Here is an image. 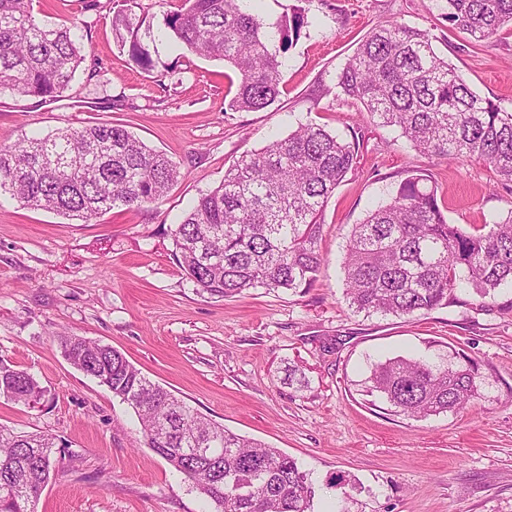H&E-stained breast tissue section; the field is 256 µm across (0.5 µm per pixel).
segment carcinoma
<instances>
[{
	"mask_svg": "<svg viewBox=\"0 0 512 512\" xmlns=\"http://www.w3.org/2000/svg\"><path fill=\"white\" fill-rule=\"evenodd\" d=\"M163 14L161 34L196 55L221 60L238 78L233 112H256L281 95L283 61L250 0H183ZM135 0H121L112 27L145 72L156 69L152 25L132 22ZM31 0H0V92L53 100L69 89L86 60L81 23H42ZM446 20L475 42L512 24V0H447ZM305 19L282 31V49L299 38ZM343 99L396 127L428 156L479 160L512 180V111L473 90L426 30L389 22L368 33L337 74ZM362 157L346 139L307 124L241 156L224 180L201 194L171 230L172 256L202 292L234 297L249 288L311 287L323 257L321 217L328 199ZM181 171L121 123L66 127L44 137L0 145V197L88 221L121 207L163 200ZM431 176L402 180L394 195L354 225L343 257L346 298L358 312L414 316L446 308L459 288L475 308L512 286V220L466 229L448 223ZM64 357L129 405L143 439L213 505V512H311L314 491L295 459L206 418L150 381L108 344L61 336ZM366 393L395 412L427 417L464 409L483 376L476 362L397 356L372 365ZM35 407L44 390L28 371L0 361V397ZM56 438L0 424V512H35L55 467Z\"/></svg>",
	"mask_w": 512,
	"mask_h": 512,
	"instance_id": "obj_1",
	"label": "carcinoma"
}]
</instances>
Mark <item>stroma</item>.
I'll return each mask as SVG.
<instances>
[{
    "instance_id": "35a3bbf8",
    "label": "stroma",
    "mask_w": 512,
    "mask_h": 512,
    "mask_svg": "<svg viewBox=\"0 0 512 512\" xmlns=\"http://www.w3.org/2000/svg\"><path fill=\"white\" fill-rule=\"evenodd\" d=\"M33 0L36 20L84 23L86 61L62 97L0 93V144L92 123H122L167 153L182 177L159 204L89 221L0 201V360L45 390L36 407L0 398V423L56 437L57 462L37 512H208L182 475L148 448L134 411L63 357L57 338L109 344L230 431L296 459L314 512H512V300L459 304L413 318L351 308L341 263L350 231L410 172L427 171L449 223L512 218V181L475 161L428 157L337 95L336 75L375 26L429 30L481 95L512 110V30L479 44L452 29L446 0H254L268 31L299 11L308 24L283 54L284 93L256 112H231L223 61L165 38L166 77L129 61L112 28L113 0ZM97 77H89V68ZM316 123L362 138L358 169L323 212L324 261L314 286L199 292L171 256L170 231L241 155ZM477 361L480 395L426 418L396 413L364 391L374 362L397 355Z\"/></svg>"
}]
</instances>
